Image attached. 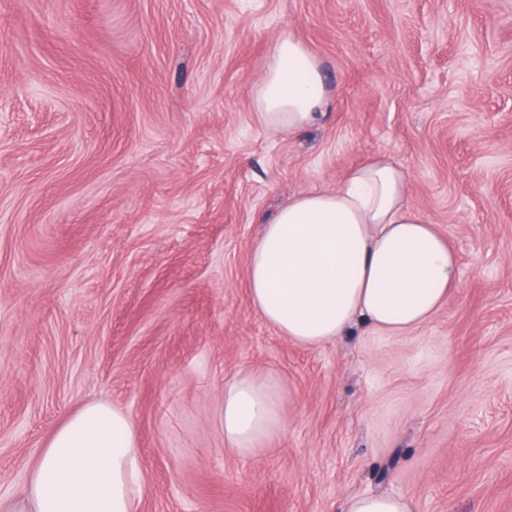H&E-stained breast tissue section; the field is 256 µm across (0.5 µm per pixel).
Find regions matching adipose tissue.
Instances as JSON below:
<instances>
[{
  "mask_svg": "<svg viewBox=\"0 0 512 512\" xmlns=\"http://www.w3.org/2000/svg\"><path fill=\"white\" fill-rule=\"evenodd\" d=\"M329 92L319 62L292 34L280 35L255 92L261 121L296 133L312 125ZM456 253L416 210L408 175L376 152L330 190L292 198L263 225L248 263L262 317L290 340L316 347L362 319L390 336L432 321L455 287ZM282 388L271 374L242 373L224 388V441L256 455L281 426ZM140 444L127 414L83 405L45 441L28 473L32 512H137Z\"/></svg>",
  "mask_w": 512,
  "mask_h": 512,
  "instance_id": "adipose-tissue-1",
  "label": "adipose tissue"
}]
</instances>
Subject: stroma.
Wrapping results in <instances>:
<instances>
[{
  "label": "stroma",
  "instance_id": "obj_1",
  "mask_svg": "<svg viewBox=\"0 0 512 512\" xmlns=\"http://www.w3.org/2000/svg\"><path fill=\"white\" fill-rule=\"evenodd\" d=\"M331 97L272 131L276 39ZM457 252L406 337L308 348L254 307L264 223L369 154ZM275 375L282 431L244 459L224 387ZM92 401L127 413L138 512H512V0H0V501ZM413 502L389 495H361L347 501L346 512H414Z\"/></svg>",
  "mask_w": 512,
  "mask_h": 512
}]
</instances>
